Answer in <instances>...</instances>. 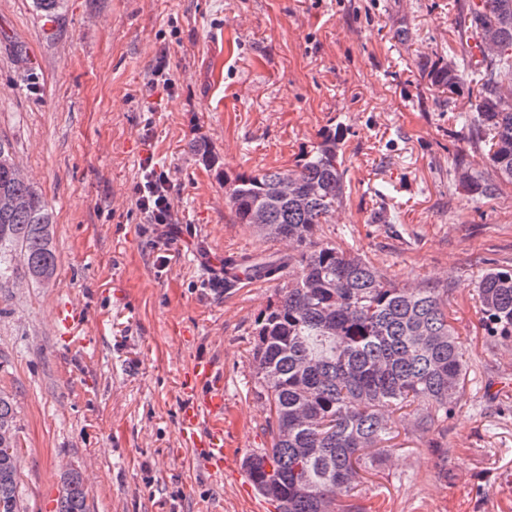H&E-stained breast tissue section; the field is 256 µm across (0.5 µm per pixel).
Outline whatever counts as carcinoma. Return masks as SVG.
Wrapping results in <instances>:
<instances>
[{
	"label": "carcinoma",
	"instance_id": "cac0c4a2",
	"mask_svg": "<svg viewBox=\"0 0 512 512\" xmlns=\"http://www.w3.org/2000/svg\"><path fill=\"white\" fill-rule=\"evenodd\" d=\"M33 6L55 23L65 0ZM456 27L464 52L428 77L439 89L467 90L471 112L461 119L496 173L494 180L469 175L468 192L492 199L512 186V0H466ZM472 39L481 49L475 62ZM341 140L329 129L293 168L240 173L226 195L236 223L295 245L292 254L224 264L226 288L243 276L277 285L252 347L273 444L243 461L276 512H338L337 498L352 496L361 466L389 452L393 414L415 405L418 428L443 423L466 383L462 344L439 289L400 287L372 262L319 238V225L344 199ZM192 151L218 164L206 141H194ZM52 224V206L0 138V280L20 270L34 282L55 276ZM477 296L490 335L511 341L512 270L487 271ZM18 478L14 403L0 390V512H20ZM62 482L58 512H89L82 475L67 471Z\"/></svg>",
	"mask_w": 512,
	"mask_h": 512
}]
</instances>
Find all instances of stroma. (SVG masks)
Returning <instances> with one entry per match:
<instances>
[{
	"label": "stroma",
	"instance_id": "1",
	"mask_svg": "<svg viewBox=\"0 0 512 512\" xmlns=\"http://www.w3.org/2000/svg\"><path fill=\"white\" fill-rule=\"evenodd\" d=\"M460 2L67 0L47 27L33 0H0V137L54 208L58 256L50 284L0 285L23 512H56L69 469L90 512H275L243 468L272 445L251 349L275 286L225 289L210 262L287 252L235 222L224 178L291 168L335 127L348 190L321 239L398 285L447 289L468 364L447 422L420 431L395 414L391 455L362 470L352 502L512 512V342L489 335L475 296L485 271L512 268V186L467 192L459 165L495 173L456 121L463 98L421 71L460 52ZM149 154L173 178V242L135 206ZM201 358L224 372L220 484L179 431L181 380Z\"/></svg>",
	"mask_w": 512,
	"mask_h": 512
}]
</instances>
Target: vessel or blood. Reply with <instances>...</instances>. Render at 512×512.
Masks as SVG:
<instances>
[{"label": "vessel or blood", "instance_id": "1", "mask_svg": "<svg viewBox=\"0 0 512 512\" xmlns=\"http://www.w3.org/2000/svg\"><path fill=\"white\" fill-rule=\"evenodd\" d=\"M182 388L189 398L183 410L181 433L186 441L200 450V462L216 481L224 477V376L216 366L199 361L186 373ZM208 412L211 424L201 427L200 414Z\"/></svg>", "mask_w": 512, "mask_h": 512}]
</instances>
